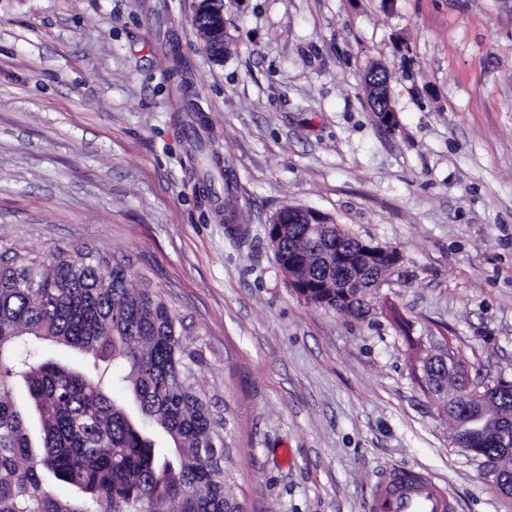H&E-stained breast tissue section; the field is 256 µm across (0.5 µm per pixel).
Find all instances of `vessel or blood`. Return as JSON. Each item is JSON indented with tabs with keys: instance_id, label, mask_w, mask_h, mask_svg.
Wrapping results in <instances>:
<instances>
[{
	"instance_id": "obj_1",
	"label": "vessel or blood",
	"mask_w": 512,
	"mask_h": 512,
	"mask_svg": "<svg viewBox=\"0 0 512 512\" xmlns=\"http://www.w3.org/2000/svg\"><path fill=\"white\" fill-rule=\"evenodd\" d=\"M455 506L428 473L393 468L380 477L372 496L371 512H454Z\"/></svg>"
}]
</instances>
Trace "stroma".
<instances>
[{
    "mask_svg": "<svg viewBox=\"0 0 512 512\" xmlns=\"http://www.w3.org/2000/svg\"><path fill=\"white\" fill-rule=\"evenodd\" d=\"M194 11L0 0V245L144 260L204 350L246 512H368L393 467L433 474L457 512H512L411 372L444 339L471 382H512V0H227L220 58ZM172 41L244 238L188 159ZM374 63L393 130L365 89ZM289 205L400 252L381 292L409 333L288 287L267 225Z\"/></svg>",
    "mask_w": 512,
    "mask_h": 512,
    "instance_id": "1",
    "label": "stroma"
}]
</instances>
